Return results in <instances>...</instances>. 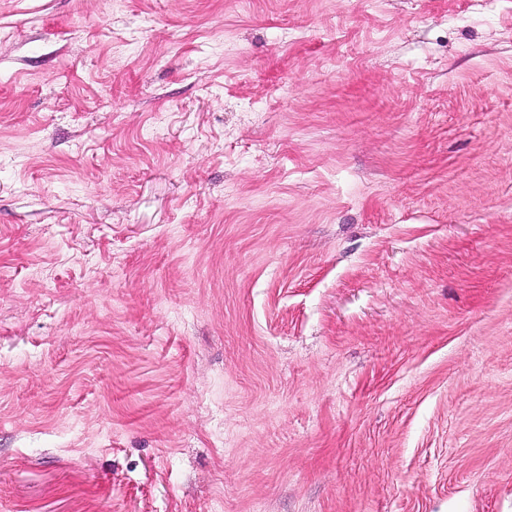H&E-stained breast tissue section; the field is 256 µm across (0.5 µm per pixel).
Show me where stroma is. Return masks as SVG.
Returning a JSON list of instances; mask_svg holds the SVG:
<instances>
[{"instance_id":"1","label":"stroma","mask_w":512,"mask_h":512,"mask_svg":"<svg viewBox=\"0 0 512 512\" xmlns=\"http://www.w3.org/2000/svg\"><path fill=\"white\" fill-rule=\"evenodd\" d=\"M0 512H512V0H0Z\"/></svg>"}]
</instances>
